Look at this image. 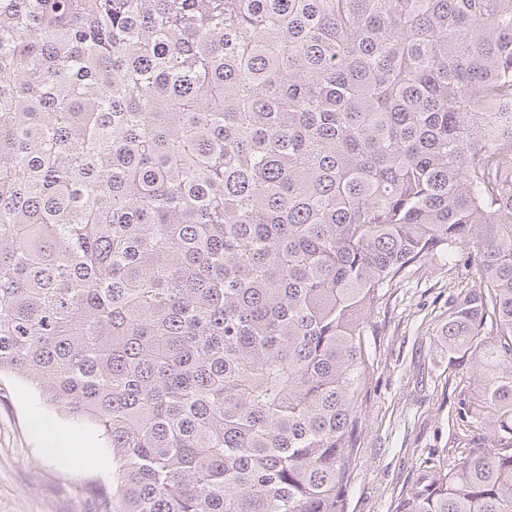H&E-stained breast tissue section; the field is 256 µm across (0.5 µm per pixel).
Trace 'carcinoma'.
Segmentation results:
<instances>
[{"label": "carcinoma", "instance_id": "carcinoma-1", "mask_svg": "<svg viewBox=\"0 0 512 512\" xmlns=\"http://www.w3.org/2000/svg\"><path fill=\"white\" fill-rule=\"evenodd\" d=\"M511 104L512 0H0V373L101 512H343L368 316L461 246L488 442L396 512H512Z\"/></svg>", "mask_w": 512, "mask_h": 512}]
</instances>
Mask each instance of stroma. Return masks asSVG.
<instances>
[{
	"instance_id": "35a3bbf8",
	"label": "stroma",
	"mask_w": 512,
	"mask_h": 512,
	"mask_svg": "<svg viewBox=\"0 0 512 512\" xmlns=\"http://www.w3.org/2000/svg\"><path fill=\"white\" fill-rule=\"evenodd\" d=\"M477 257H432L407 269L369 319L368 380L358 400L357 455L340 488L344 512H395L426 466L452 467L482 444L469 412L478 396L469 366L455 368L437 330L453 300L473 288ZM43 410V428L30 414ZM79 436L81 450L48 457L42 434ZM112 482V452L90 425L44 410L20 374H0V512H99L92 482Z\"/></svg>"
}]
</instances>
